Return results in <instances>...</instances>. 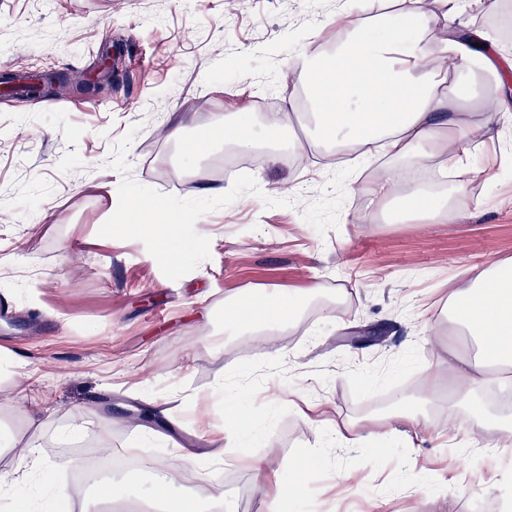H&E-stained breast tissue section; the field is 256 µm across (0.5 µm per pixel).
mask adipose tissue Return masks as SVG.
Segmentation results:
<instances>
[{"mask_svg":"<svg viewBox=\"0 0 512 512\" xmlns=\"http://www.w3.org/2000/svg\"><path fill=\"white\" fill-rule=\"evenodd\" d=\"M400 3L398 10L379 12L375 0H364V11L341 14L345 39L335 54L302 60L308 109L329 145L353 144L365 154L379 142L398 161L423 165L443 154L456 164L469 137L495 126L499 111L492 103L506 91L503 72L512 58L492 59L460 32L432 41L424 0ZM316 291L311 285L252 301L236 295L228 320L234 326L283 323ZM448 305L479 347L466 362L471 395L497 380L489 358L512 366V260L467 270L463 287L449 289ZM279 480V468L257 465L268 512H287L296 496Z\"/></svg>","mask_w":512,"mask_h":512,"instance_id":"ef3b65f1","label":"adipose tissue"}]
</instances>
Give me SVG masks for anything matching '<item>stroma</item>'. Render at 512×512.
<instances>
[{
    "label": "stroma",
    "mask_w": 512,
    "mask_h": 512,
    "mask_svg": "<svg viewBox=\"0 0 512 512\" xmlns=\"http://www.w3.org/2000/svg\"><path fill=\"white\" fill-rule=\"evenodd\" d=\"M349 0H0V65L83 77L102 93L60 100L0 99V512L38 502L80 470L82 451L133 452L112 496L152 485L177 443L225 413L256 425L229 467L188 468L170 495L232 512H266L253 464L269 457L299 490L294 512H480L512 487V434L484 448L448 405L466 377L450 353L474 345L448 308L468 267L512 260V108L492 138L459 151L463 205L441 222L363 223L371 187L389 183L405 205L404 172L382 160L354 170L314 125H291L277 151L255 149L229 178L208 147L185 169L168 137L182 113L187 136L213 113L247 112L264 131L290 110L302 54L335 42ZM429 30L484 35L495 56L498 9L444 13L429 0ZM111 73H104V62ZM223 187L203 196V184ZM181 212L168 224V210ZM167 226L168 238L143 225ZM186 246L181 260L171 250ZM317 284L293 322L233 331L225 298ZM438 386L423 402L428 377ZM325 413L310 419L305 401ZM426 407L413 447L387 408ZM363 424L361 447L324 441ZM36 446L39 469L26 467ZM312 456L311 465L296 463Z\"/></svg>",
    "instance_id": "35a3bbf8"
}]
</instances>
